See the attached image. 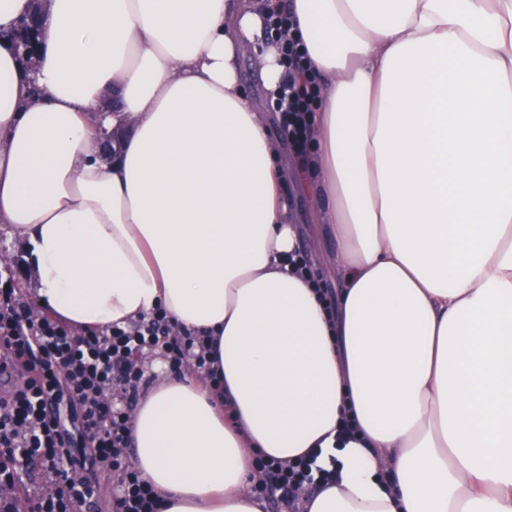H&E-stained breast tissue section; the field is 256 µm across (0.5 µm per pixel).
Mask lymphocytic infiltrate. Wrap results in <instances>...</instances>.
<instances>
[{
    "label": "lymphocytic infiltrate",
    "instance_id": "f902f5d3",
    "mask_svg": "<svg viewBox=\"0 0 512 512\" xmlns=\"http://www.w3.org/2000/svg\"><path fill=\"white\" fill-rule=\"evenodd\" d=\"M288 93L276 102L282 129L305 146L303 112L315 84H297L302 55L284 47ZM211 336L170 323L156 311L135 328L76 332L48 315L32 316L12 288L0 289V512L25 501L29 512H101L103 486L112 512H159L151 485L132 461L130 414L152 384L145 361L161 355L171 372L212 377ZM254 493L300 512L296 486L313 477L309 461L258 459Z\"/></svg>",
    "mask_w": 512,
    "mask_h": 512
}]
</instances>
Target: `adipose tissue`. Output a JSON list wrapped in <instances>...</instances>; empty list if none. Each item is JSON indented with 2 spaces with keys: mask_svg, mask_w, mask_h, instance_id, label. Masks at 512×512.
Returning a JSON list of instances; mask_svg holds the SVG:
<instances>
[{
  "mask_svg": "<svg viewBox=\"0 0 512 512\" xmlns=\"http://www.w3.org/2000/svg\"><path fill=\"white\" fill-rule=\"evenodd\" d=\"M319 87L279 161L243 88ZM0 0V224L30 301L74 328L164 310L223 386L168 375L133 413L160 512H266L257 456L321 450L303 512H512V0H50L34 71ZM336 242L327 311L290 258L288 185Z\"/></svg>",
  "mask_w": 512,
  "mask_h": 512,
  "instance_id": "adipose-tissue-1",
  "label": "adipose tissue"
}]
</instances>
